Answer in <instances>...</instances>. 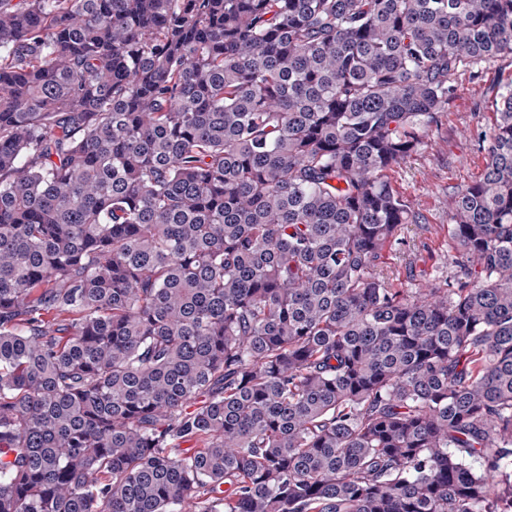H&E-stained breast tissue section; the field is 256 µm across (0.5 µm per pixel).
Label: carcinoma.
Wrapping results in <instances>:
<instances>
[{"label": "carcinoma", "instance_id": "carcinoma-1", "mask_svg": "<svg viewBox=\"0 0 512 512\" xmlns=\"http://www.w3.org/2000/svg\"><path fill=\"white\" fill-rule=\"evenodd\" d=\"M512 0H0V512H512V88L397 282L388 172Z\"/></svg>", "mask_w": 512, "mask_h": 512}]
</instances>
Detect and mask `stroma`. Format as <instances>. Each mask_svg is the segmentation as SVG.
I'll list each match as a JSON object with an SVG mask.
<instances>
[{
  "label": "stroma",
  "mask_w": 512,
  "mask_h": 512,
  "mask_svg": "<svg viewBox=\"0 0 512 512\" xmlns=\"http://www.w3.org/2000/svg\"><path fill=\"white\" fill-rule=\"evenodd\" d=\"M512 86V58L497 60L456 81V92L438 121L423 135V144L401 167L390 171L394 189L414 204L419 223L409 225L406 242L386 252L389 265L425 288L456 272L448 235L453 194L471 185L484 169L481 136L495 118L501 93Z\"/></svg>",
  "instance_id": "1"
}]
</instances>
